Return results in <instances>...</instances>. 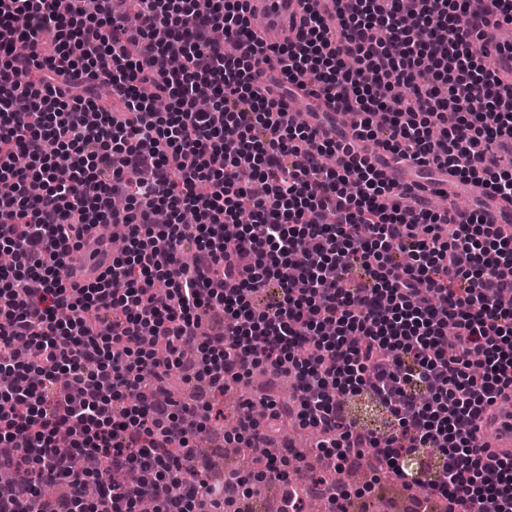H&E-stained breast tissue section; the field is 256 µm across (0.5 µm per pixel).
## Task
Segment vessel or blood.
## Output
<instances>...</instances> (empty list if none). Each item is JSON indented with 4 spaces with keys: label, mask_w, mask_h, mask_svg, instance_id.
Wrapping results in <instances>:
<instances>
[{
    "label": "vessel or blood",
    "mask_w": 512,
    "mask_h": 512,
    "mask_svg": "<svg viewBox=\"0 0 512 512\" xmlns=\"http://www.w3.org/2000/svg\"><path fill=\"white\" fill-rule=\"evenodd\" d=\"M303 14L302 0H247V18L252 35L269 45L294 42ZM475 46L492 58L502 88L512 89V22L498 21L483 27ZM404 164H391L385 169L387 178L396 186L410 188L417 196H448L455 178L448 173L435 174L432 181L413 182ZM485 219L508 233L512 232V202L497 196H486ZM96 228H88L80 240L81 260L68 284L83 286L96 280L112 263V252L96 239ZM480 435L490 447L512 455V391H505L488 407L480 422Z\"/></svg>",
    "instance_id": "b4317fda"
}]
</instances>
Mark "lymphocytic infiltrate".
<instances>
[{"mask_svg": "<svg viewBox=\"0 0 512 512\" xmlns=\"http://www.w3.org/2000/svg\"><path fill=\"white\" fill-rule=\"evenodd\" d=\"M303 2L296 43L267 48L245 0H136L131 17L0 0V470L17 473L0 512H198L204 416L161 383L176 371L217 395L261 365L295 375L297 402L241 416L228 442L314 427L327 468L368 458L415 505L404 459L435 448L446 512H512V460L478 438L512 387V238L475 209L443 240L447 212L407 204L354 148L371 139L512 200V94L473 49L512 0H350L332 31ZM272 61L268 97L255 76ZM298 84L331 112L297 123ZM339 112L359 115L355 135L318 141ZM103 224L123 226L126 252L67 287L73 244ZM363 391L391 432L348 422ZM48 481L67 495L43 500Z\"/></svg>", "mask_w": 512, "mask_h": 512, "instance_id": "obj_1", "label": "lymphocytic infiltrate"}]
</instances>
